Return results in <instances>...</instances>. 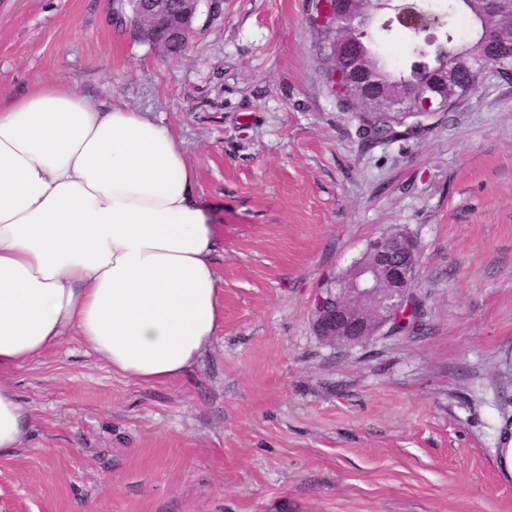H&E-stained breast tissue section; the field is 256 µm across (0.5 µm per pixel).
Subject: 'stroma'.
I'll list each match as a JSON object with an SVG mask.
<instances>
[{
	"label": "stroma",
	"instance_id": "1",
	"mask_svg": "<svg viewBox=\"0 0 512 512\" xmlns=\"http://www.w3.org/2000/svg\"><path fill=\"white\" fill-rule=\"evenodd\" d=\"M114 0H0V98L48 81L170 126L213 207L223 321L142 385L80 336L0 377L27 413L0 512H512V82L372 142L313 0H205L163 57ZM416 242L423 324L353 347L311 304L370 242Z\"/></svg>",
	"mask_w": 512,
	"mask_h": 512
}]
</instances>
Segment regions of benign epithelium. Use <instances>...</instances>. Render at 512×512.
<instances>
[{"label": "benign epithelium", "instance_id": "7a95c632", "mask_svg": "<svg viewBox=\"0 0 512 512\" xmlns=\"http://www.w3.org/2000/svg\"><path fill=\"white\" fill-rule=\"evenodd\" d=\"M332 2L336 52L342 54L351 45L342 32L357 23L369 0ZM172 8V0H143L145 15L151 19L167 15ZM487 71L512 82L511 67L473 55L438 70L410 91L392 92L373 79L366 57L358 55L349 70V88L358 102L375 112L409 115L405 131L413 134L427 129L430 119L457 100L473 94L470 75ZM419 262L418 247L406 231L397 228L375 239L357 262L314 298L312 324L316 335L330 344L355 346L386 331L418 329L423 316L415 293Z\"/></svg>", "mask_w": 512, "mask_h": 512}]
</instances>
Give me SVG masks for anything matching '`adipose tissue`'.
<instances>
[{"label":"adipose tissue","instance_id":"ef3b65f1","mask_svg":"<svg viewBox=\"0 0 512 512\" xmlns=\"http://www.w3.org/2000/svg\"><path fill=\"white\" fill-rule=\"evenodd\" d=\"M175 133L40 82L0 100V374L78 333L141 384L189 373L222 319L210 206ZM26 413L0 386V453Z\"/></svg>","mask_w":512,"mask_h":512}]
</instances>
